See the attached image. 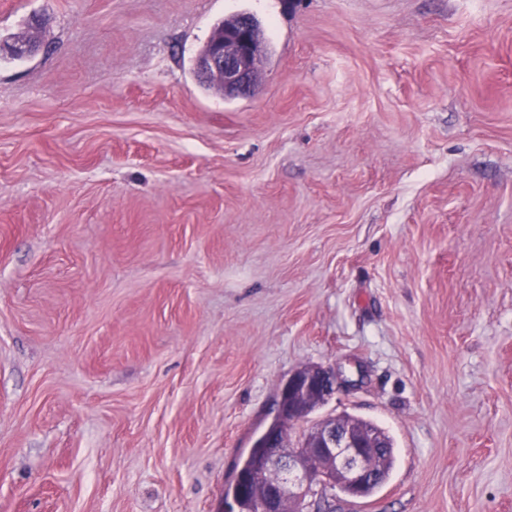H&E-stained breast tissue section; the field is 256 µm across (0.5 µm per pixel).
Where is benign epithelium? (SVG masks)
<instances>
[{"label":"benign epithelium","mask_w":512,"mask_h":512,"mask_svg":"<svg viewBox=\"0 0 512 512\" xmlns=\"http://www.w3.org/2000/svg\"><path fill=\"white\" fill-rule=\"evenodd\" d=\"M259 41V20L241 12L235 22L220 24L211 35L206 51L196 58V70L205 79H216L226 96L250 95L256 90L262 57ZM335 379L333 370L311 366L295 372L282 386L276 425L266 430L270 441L237 472L224 512H239L244 490L276 468L288 472V482L264 494L256 512H322L313 497L318 485H341L349 497L364 498V488L374 478L366 457L381 445L379 431L334 416L312 424L300 441L293 443L288 435V425L308 419L333 394Z\"/></svg>","instance_id":"obj_1"}]
</instances>
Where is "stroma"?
Returning a JSON list of instances; mask_svg holds the SVG:
<instances>
[{
    "label": "stroma",
    "mask_w": 512,
    "mask_h": 512,
    "mask_svg": "<svg viewBox=\"0 0 512 512\" xmlns=\"http://www.w3.org/2000/svg\"><path fill=\"white\" fill-rule=\"evenodd\" d=\"M253 13L257 91L192 62ZM0 512H222L297 370L394 440L332 512H512V0H0ZM9 40L11 42H9ZM17 41H20V42H17ZM26 41H28V42H26ZM29 41L38 42L36 40V37L33 36L32 34H30L29 32H25L22 34H14V35L10 36L7 40L4 41V46H3V48L1 46L0 50L1 51L5 50L6 53L9 54V56L13 59H22L19 56H15V55L9 53V48L12 44V49L14 52H16L20 55H23V56H31L36 52L37 47L35 46V44H33Z\"/></svg>",
    "instance_id": "obj_1"
}]
</instances>
